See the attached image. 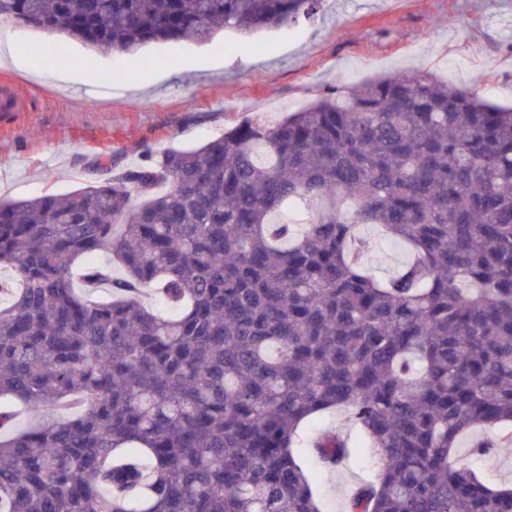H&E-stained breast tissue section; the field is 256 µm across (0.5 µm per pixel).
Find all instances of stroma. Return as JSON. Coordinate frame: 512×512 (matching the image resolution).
Masks as SVG:
<instances>
[{
    "label": "stroma",
    "instance_id": "stroma-1",
    "mask_svg": "<svg viewBox=\"0 0 512 512\" xmlns=\"http://www.w3.org/2000/svg\"><path fill=\"white\" fill-rule=\"evenodd\" d=\"M8 31L35 48L52 40L64 58L33 76L0 65L19 102L0 111V197L6 199L67 193L92 181L95 159H110L118 171L138 166L152 155L200 146L244 120L278 122L329 89L399 70L427 72L512 106V0H324L318 15L287 29L147 45L142 53L159 79L135 92L107 89L104 76L116 66L115 55L23 26ZM206 49L221 54L223 66L168 73L177 56ZM88 59L97 66L96 83L64 87V75L80 74ZM346 426L341 415L327 413L299 432L297 451L317 473L323 512H342L350 487L381 466L360 451L343 471L318 470L311 437Z\"/></svg>",
    "mask_w": 512,
    "mask_h": 512
}]
</instances>
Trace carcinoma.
Here are the masks:
<instances>
[{
	"instance_id": "cac0c4a2",
	"label": "carcinoma",
	"mask_w": 512,
	"mask_h": 512,
	"mask_svg": "<svg viewBox=\"0 0 512 512\" xmlns=\"http://www.w3.org/2000/svg\"><path fill=\"white\" fill-rule=\"evenodd\" d=\"M322 2L0 0V20L146 68L148 44L289 28ZM91 168L0 198V512H321L295 438L327 411L382 460L343 512H512L471 463L512 434L456 453L512 425V106L399 71ZM367 225L404 252L386 276ZM311 452L333 472L354 444L327 429Z\"/></svg>"
}]
</instances>
